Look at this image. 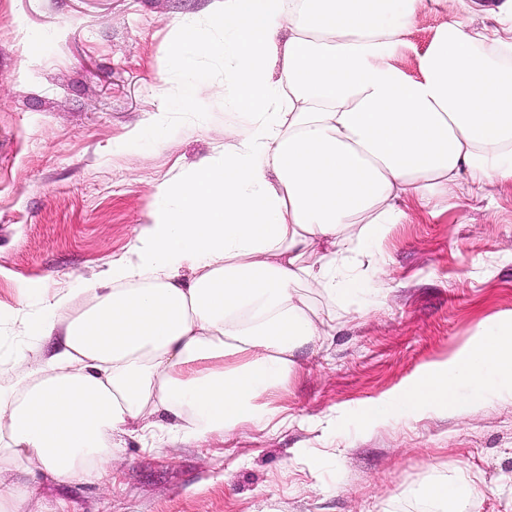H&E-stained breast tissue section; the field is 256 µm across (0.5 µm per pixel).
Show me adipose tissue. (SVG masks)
<instances>
[{"mask_svg":"<svg viewBox=\"0 0 512 512\" xmlns=\"http://www.w3.org/2000/svg\"><path fill=\"white\" fill-rule=\"evenodd\" d=\"M218 2L225 99L248 123L160 187L129 258L21 319L63 341L43 365L18 355L0 385V512L25 496L6 472L102 479L133 423L151 449L245 421L287 427L264 395L335 328L337 304L377 303V245L407 220L404 203L432 215L512 185V4L483 31L449 20L414 78L391 59L429 0ZM79 292L90 303L59 322ZM477 336L373 414L473 407L512 386V322ZM422 498L431 512H478L462 479L428 483Z\"/></svg>","mask_w":512,"mask_h":512,"instance_id":"obj_1","label":"adipose tissue"}]
</instances>
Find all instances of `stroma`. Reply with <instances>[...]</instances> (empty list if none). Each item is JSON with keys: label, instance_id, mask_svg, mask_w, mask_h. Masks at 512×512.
I'll return each mask as SVG.
<instances>
[{"label": "stroma", "instance_id": "35a3bbf8", "mask_svg": "<svg viewBox=\"0 0 512 512\" xmlns=\"http://www.w3.org/2000/svg\"><path fill=\"white\" fill-rule=\"evenodd\" d=\"M502 0L429 7L394 59L410 76L450 16L493 25ZM216 0H0V310L91 282L128 255L166 180L222 150L245 118L224 105ZM211 45L167 66L178 28ZM163 113L167 133L150 125ZM380 245L385 302L337 307L333 335L305 346L265 401L295 418L245 422L227 440L157 452L127 438L108 474L68 484L21 475L22 512H427L419 489L465 475L481 512H512V392L454 412L441 405L374 419L371 405L452 360L485 324L512 317V185L459 197L434 216L408 207ZM29 293H22V286ZM58 339L0 321V378L17 351Z\"/></svg>", "mask_w": 512, "mask_h": 512}]
</instances>
